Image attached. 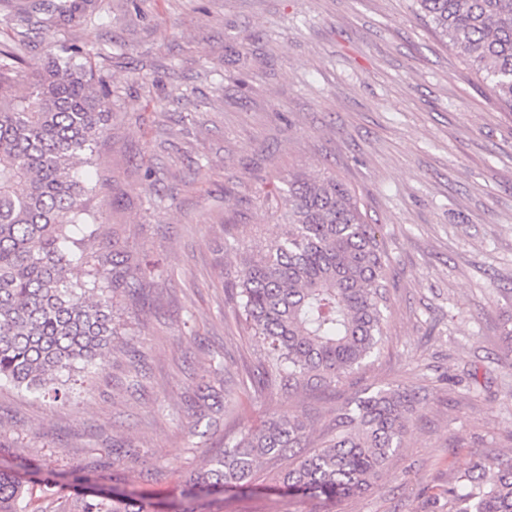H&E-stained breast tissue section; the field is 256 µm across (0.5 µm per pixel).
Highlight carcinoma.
<instances>
[{
	"label": "carcinoma",
	"instance_id": "carcinoma-1",
	"mask_svg": "<svg viewBox=\"0 0 512 512\" xmlns=\"http://www.w3.org/2000/svg\"><path fill=\"white\" fill-rule=\"evenodd\" d=\"M87 0H64L59 16L83 17ZM432 32L512 112V0H414ZM24 79L29 92L15 93ZM112 93L91 53L48 45L47 61L23 67L0 49V385L59 400L62 377L103 366L117 334L114 300L134 298L152 262L96 253L102 228L92 206L100 182L78 166L96 165ZM276 203L285 230L248 245L225 276L246 328L266 344L260 381L285 388H328L362 366L382 341L388 259L351 189L332 175L290 173ZM86 279L73 280L76 265ZM188 396L203 419L210 400L230 391L218 377ZM415 396L379 388L334 420L331 436L288 467L280 491L334 504L370 488L402 448ZM307 424L282 415L254 426L210 457L181 491L188 502L250 483L264 458L307 444ZM32 480L0 469V512H26ZM456 512H512V460L495 455L446 490ZM77 512H159V502L112 487L77 488Z\"/></svg>",
	"mask_w": 512,
	"mask_h": 512
}]
</instances>
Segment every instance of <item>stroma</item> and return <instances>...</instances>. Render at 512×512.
<instances>
[{
    "label": "stroma",
    "mask_w": 512,
    "mask_h": 512,
    "mask_svg": "<svg viewBox=\"0 0 512 512\" xmlns=\"http://www.w3.org/2000/svg\"><path fill=\"white\" fill-rule=\"evenodd\" d=\"M0 0V45L41 62L47 42L101 56L112 118L92 179L111 245L158 260L104 368L66 401L0 386V467L56 483L31 512H70L74 479L187 503L177 486L248 428L284 414L321 442L364 393L416 395L404 444L366 494L289 498L262 461L249 486L203 512H454L445 493L484 455L512 457V113L414 12L412 0ZM331 172L355 191L389 258L384 336L324 390L262 386L264 345L224 292L238 250L270 241L275 189ZM224 367L237 398L215 424L186 396Z\"/></svg>",
    "instance_id": "stroma-1"
}]
</instances>
